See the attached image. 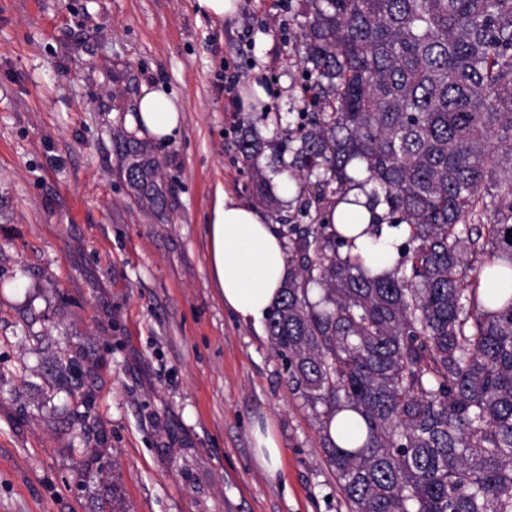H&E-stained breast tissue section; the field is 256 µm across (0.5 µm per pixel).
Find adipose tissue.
I'll return each mask as SVG.
<instances>
[{"mask_svg":"<svg viewBox=\"0 0 512 512\" xmlns=\"http://www.w3.org/2000/svg\"><path fill=\"white\" fill-rule=\"evenodd\" d=\"M140 117L141 135L166 143L178 137L185 122L184 110L165 90L143 86L134 102ZM384 206H370L358 188L327 211V222L338 233L356 236L364 265L371 275L389 270L395 259V230L382 228L379 236L368 235L370 225L384 218ZM207 265L210 279L224 308L245 323H260L276 302L288 276V257L278 225L267 221L256 207L220 190L207 226ZM257 458L269 476H276L282 449L270 420L258 419L251 426Z\"/></svg>","mask_w":512,"mask_h":512,"instance_id":"ef3b65f1","label":"adipose tissue"}]
</instances>
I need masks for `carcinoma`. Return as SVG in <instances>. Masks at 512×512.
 Wrapping results in <instances>:
<instances>
[{"label": "carcinoma", "instance_id": "carcinoma-1", "mask_svg": "<svg viewBox=\"0 0 512 512\" xmlns=\"http://www.w3.org/2000/svg\"><path fill=\"white\" fill-rule=\"evenodd\" d=\"M304 2L314 110L278 172L320 178L280 222L290 272L269 339L350 512H512V0ZM263 149L242 134L275 212ZM355 160L406 228L383 276L324 222ZM91 409L85 392L74 419ZM344 410L366 428L355 448L327 434Z\"/></svg>", "mask_w": 512, "mask_h": 512}]
</instances>
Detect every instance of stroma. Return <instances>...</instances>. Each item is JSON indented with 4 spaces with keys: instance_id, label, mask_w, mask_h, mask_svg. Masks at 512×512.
I'll return each instance as SVG.
<instances>
[{
    "instance_id": "stroma-1",
    "label": "stroma",
    "mask_w": 512,
    "mask_h": 512,
    "mask_svg": "<svg viewBox=\"0 0 512 512\" xmlns=\"http://www.w3.org/2000/svg\"><path fill=\"white\" fill-rule=\"evenodd\" d=\"M305 22L302 0H241L224 22L195 0H0V512H348L284 360L206 261L217 187L252 200L243 121L266 143L270 222L297 212L275 168L305 109ZM145 84L184 108L168 144L127 127ZM256 85L280 123L239 108ZM256 418L283 448L273 479Z\"/></svg>"
}]
</instances>
